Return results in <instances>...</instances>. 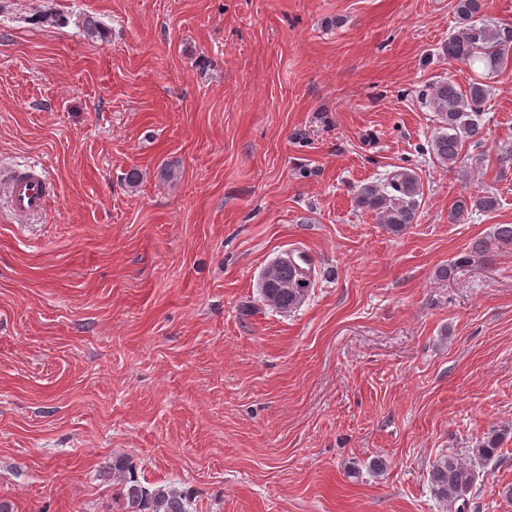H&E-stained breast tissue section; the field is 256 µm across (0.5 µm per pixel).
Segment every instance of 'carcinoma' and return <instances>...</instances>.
<instances>
[{
	"label": "carcinoma",
	"instance_id": "carcinoma-1",
	"mask_svg": "<svg viewBox=\"0 0 512 512\" xmlns=\"http://www.w3.org/2000/svg\"><path fill=\"white\" fill-rule=\"evenodd\" d=\"M483 9L484 0H455V13L462 27L448 35L442 52L450 62L493 75L512 67V27L485 18ZM488 94V84L481 79L473 80L464 90L450 79L423 90L422 96L436 116L437 131L431 151L441 165L453 169L465 144L482 143L480 116ZM422 200L419 177L403 167L377 182L360 185L354 194L356 207L372 214L395 235L416 223ZM497 206V197L488 191L462 195L452 203L448 221L454 224L473 213H490ZM312 275V269L301 267L294 260H275L260 278V299L278 312H292L305 302L313 283ZM501 440L493 431L468 449L466 461L454 452L438 455L432 461L428 470L429 487L448 512H468V494L476 474L499 460ZM134 470L131 458L125 455L113 457L107 466V474L117 486L121 512H190L186 494L163 486L150 489L137 479Z\"/></svg>",
	"mask_w": 512,
	"mask_h": 512
}]
</instances>
